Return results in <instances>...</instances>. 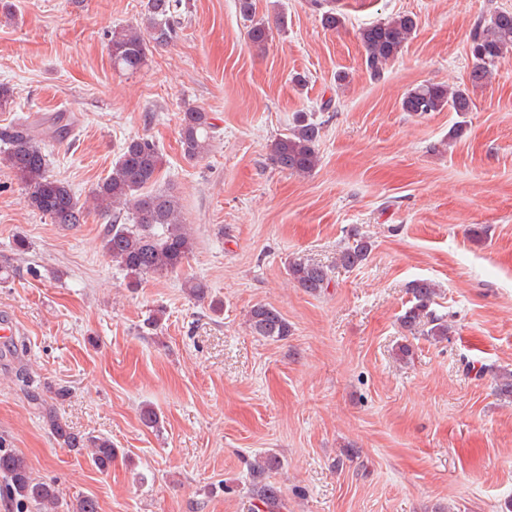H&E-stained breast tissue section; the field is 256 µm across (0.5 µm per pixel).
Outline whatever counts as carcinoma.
I'll return each mask as SVG.
<instances>
[{
    "mask_svg": "<svg viewBox=\"0 0 512 512\" xmlns=\"http://www.w3.org/2000/svg\"><path fill=\"white\" fill-rule=\"evenodd\" d=\"M187 6L188 0H143L139 24L116 28L110 34L108 47L113 66L131 73L140 70L148 59L149 46L165 47L178 38L181 16ZM237 6L240 16L248 22L250 45L259 51L266 49L270 26L256 18L254 0H237ZM415 28L416 20L409 15H398L361 28L359 39L365 51V70L373 78L381 79ZM468 42L473 59L469 79L471 86L478 88L512 57V11L495 8L489 16L477 17L471 25ZM401 108L413 115L444 109L469 112L472 99L467 89L423 83L406 92ZM72 130L73 124L58 115L41 130L24 120L0 133L4 142L0 162L25 189L28 207L49 217L54 224L66 226L82 223L84 211L68 185L50 174L45 142L62 140ZM320 130L321 125L311 117L297 119L287 133L271 144V164L291 175H311L319 162ZM215 134L210 113L197 107L183 112L180 143L185 158H203ZM162 163V154L154 140L144 136L131 138L112 163L111 173L94 192L100 212L112 217L101 240L102 251L113 265L125 272L131 286L137 285L145 275L163 276L180 269L194 248V238L183 224L176 197L170 192L147 190L157 179ZM370 251V242L358 236L338 254L337 264L357 267L367 260ZM288 275L312 295L321 293L330 283L329 269L307 259L289 263ZM409 293L410 306L400 316L401 326L408 332L422 327L423 334L435 340L447 338L448 321L430 309L434 284L415 280L409 285ZM247 317L252 333L265 340L279 341L290 334L288 321L269 303L253 305ZM27 396L42 409V417L60 447L79 453L89 450L91 461L101 471L112 466L115 449L110 438L73 430L55 408L44 406L39 392L30 390ZM279 467V458L267 455L253 468V512L287 509L280 488L269 480V474ZM0 479L6 493L22 509L31 505L37 512H97L95 500L89 497L77 500L76 507L69 508L59 498L55 485L35 480L25 461L1 444Z\"/></svg>",
    "mask_w": 512,
    "mask_h": 512,
    "instance_id": "obj_1",
    "label": "carcinoma"
}]
</instances>
